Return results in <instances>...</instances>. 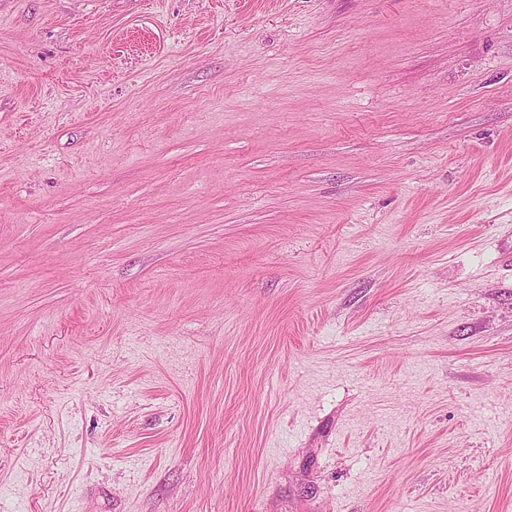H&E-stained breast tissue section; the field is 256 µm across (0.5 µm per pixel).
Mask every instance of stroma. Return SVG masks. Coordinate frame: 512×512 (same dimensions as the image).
Here are the masks:
<instances>
[{
    "mask_svg": "<svg viewBox=\"0 0 512 512\" xmlns=\"http://www.w3.org/2000/svg\"><path fill=\"white\" fill-rule=\"evenodd\" d=\"M512 0H0V512H512Z\"/></svg>",
    "mask_w": 512,
    "mask_h": 512,
    "instance_id": "stroma-1",
    "label": "stroma"
}]
</instances>
